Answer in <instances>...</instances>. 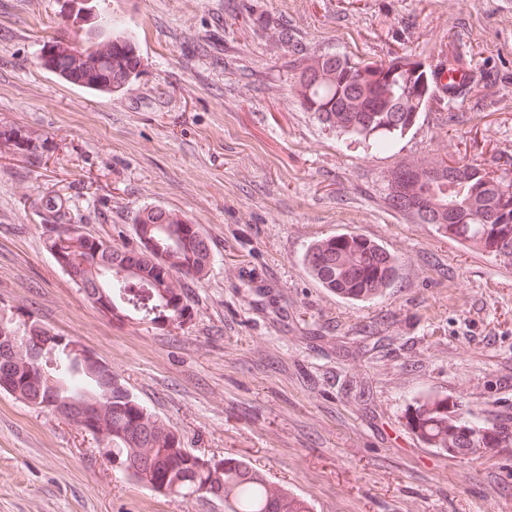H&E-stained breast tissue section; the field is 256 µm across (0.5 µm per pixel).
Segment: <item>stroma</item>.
Wrapping results in <instances>:
<instances>
[{"label":"stroma","instance_id":"stroma-1","mask_svg":"<svg viewBox=\"0 0 512 512\" xmlns=\"http://www.w3.org/2000/svg\"><path fill=\"white\" fill-rule=\"evenodd\" d=\"M64 0H0V124L34 132L40 161L0 153V326L25 316L78 339L183 447L251 462L313 512H512V447H429L423 399L512 428V265L392 209L398 161L462 158L512 178V0H98L137 42L125 93L40 67ZM324 52L482 73L432 100L385 151L338 138L295 96L297 58ZM89 235L133 244L146 205L200 224L216 262L173 329L101 313L55 262L43 202ZM355 232L400 261L393 288L354 303L300 263ZM0 512H224L111 469L95 441L0 393Z\"/></svg>","mask_w":512,"mask_h":512}]
</instances>
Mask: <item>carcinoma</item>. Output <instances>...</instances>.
Returning <instances> with one entry per match:
<instances>
[{
    "mask_svg": "<svg viewBox=\"0 0 512 512\" xmlns=\"http://www.w3.org/2000/svg\"><path fill=\"white\" fill-rule=\"evenodd\" d=\"M40 65L64 81L93 91L132 90L141 67L134 37L105 28L87 30L74 20L58 27L41 48ZM413 55L395 53L386 60H356L346 54L321 53L295 67L293 90L318 121L349 138L379 150L411 131L434 97L441 73L417 68ZM426 94H421L422 80ZM44 146L28 131L0 126V151L21 153L36 161ZM392 208L419 224L464 244H476L496 259L512 264V181L463 159L406 160L385 179ZM429 215L419 214L421 204ZM133 245L74 232L55 239L68 275L112 319L139 320L160 329L192 317L189 284L206 279L215 256L200 225L183 214L144 206L133 217ZM305 273L321 287L350 301L379 297L398 276V259L381 243L359 234L331 235L309 244L302 256ZM27 336L42 337L39 358L5 357L0 341V388L91 435L112 450V467L156 493L211 497L224 512H311L310 504L276 487L250 462L232 456H205L181 447L180 436L151 414L94 352L70 355L39 320ZM408 426L434 448L460 454L512 444L506 427L482 426L448 411V401L428 400L408 413Z\"/></svg>",
    "mask_w": 512,
    "mask_h": 512,
    "instance_id": "obj_1",
    "label": "carcinoma"
}]
</instances>
